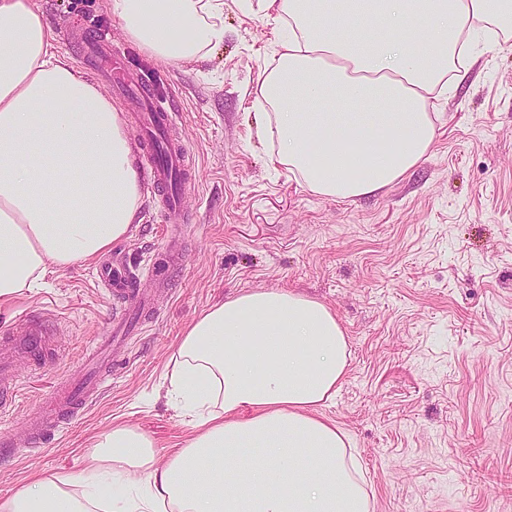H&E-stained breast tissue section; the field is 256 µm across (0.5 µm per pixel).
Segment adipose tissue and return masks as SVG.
Here are the masks:
<instances>
[{"label":"adipose tissue","instance_id":"adipose-tissue-1","mask_svg":"<svg viewBox=\"0 0 512 512\" xmlns=\"http://www.w3.org/2000/svg\"><path fill=\"white\" fill-rule=\"evenodd\" d=\"M157 61L224 42V0H109ZM288 37L264 62L271 162L348 200L405 178L436 137V103L477 48L512 34V0H256ZM144 201L123 112L61 54L35 0H0V301L128 237ZM324 303L283 289L212 305L172 356L169 394L195 434L168 461L129 427L102 434L98 467L137 492L113 512H372L347 434L319 410L349 367ZM64 475L0 512H86Z\"/></svg>","mask_w":512,"mask_h":512}]
</instances>
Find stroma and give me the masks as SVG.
I'll return each instance as SVG.
<instances>
[{
  "mask_svg": "<svg viewBox=\"0 0 512 512\" xmlns=\"http://www.w3.org/2000/svg\"><path fill=\"white\" fill-rule=\"evenodd\" d=\"M36 3L71 65L85 32H108L126 71L175 112L194 168L179 212L147 190L129 237L108 252L154 291L153 318L86 414L43 448L0 458V499L49 474L86 491L93 445L115 425L145 433L168 460L193 433L164 384L186 327L240 291L281 288L329 306L348 336V375L323 413L350 435L374 512H512V46L479 56L439 102L419 167L376 195L334 200L269 160L254 102L278 42L241 0H224L222 45L170 64L127 38L108 0ZM182 224L167 292L150 272ZM96 269L55 271L0 304V327L48 311L58 329L56 364L23 366L0 414V436L16 447L28 416L124 307L97 286Z\"/></svg>",
  "mask_w": 512,
  "mask_h": 512,
  "instance_id": "stroma-1",
  "label": "stroma"
}]
</instances>
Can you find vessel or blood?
<instances>
[{
    "mask_svg": "<svg viewBox=\"0 0 512 512\" xmlns=\"http://www.w3.org/2000/svg\"><path fill=\"white\" fill-rule=\"evenodd\" d=\"M105 32H98L82 46L84 60L96 71L106 75L117 69L118 59L105 50ZM121 98L135 97L142 101L140 122L145 123L139 141V152L148 162L147 170L152 185L161 193L165 210L175 213L180 199L172 189L174 180L189 181L192 161L187 147L172 134L173 115L155 105L145 88L125 81L117 86ZM98 280L113 296L126 300L131 312L150 311L152 298L136 288L135 280L127 269L102 265ZM56 328L49 314L27 315L9 327L0 330V412L10 407L19 381L20 370L26 363L41 364L54 343ZM128 322L112 320L102 344L95 347L73 373L52 390L41 402L38 410L27 420V431L32 448L43 447L51 436L80 416L103 390L105 380L114 362L125 352Z\"/></svg>",
    "mask_w": 512,
    "mask_h": 512,
    "instance_id": "obj_1",
    "label": "vessel or blood"
}]
</instances>
